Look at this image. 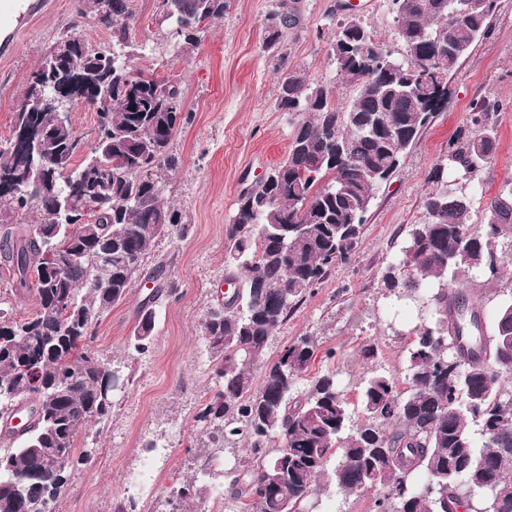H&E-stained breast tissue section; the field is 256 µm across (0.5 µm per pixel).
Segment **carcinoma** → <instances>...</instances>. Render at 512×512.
Returning <instances> with one entry per match:
<instances>
[{
  "mask_svg": "<svg viewBox=\"0 0 512 512\" xmlns=\"http://www.w3.org/2000/svg\"><path fill=\"white\" fill-rule=\"evenodd\" d=\"M131 0H105L106 14L76 19L55 44L70 45L55 80L79 74L94 89L99 123L92 154L73 124L52 128L39 155L60 158L48 169L55 192L27 177L37 160L0 150V178L19 180L12 196L0 193V269L14 293L31 295L36 310L16 321L0 309V416L20 402H45L47 415L33 431L0 433V512H46L67 489L68 477L92 461L77 446L112 416L103 402L107 383L122 384L112 367L92 353L101 317L124 300L152 241L185 232L177 211L163 201L167 181L180 166L171 142L183 121L176 80L135 65ZM497 0H391L407 60L397 59L370 31L380 60L368 62L349 47L348 31L363 23L350 16L331 29L329 54L337 75L354 88L345 110L328 90L288 66L282 71L277 107L293 116L288 154L255 188L240 195L228 229L242 283L239 303L206 319L203 332L222 383L204 419L209 439L237 436L250 455L233 484L236 497L255 512H299L325 475L347 491H384L377 512H512V358L498 347L512 336V301L494 315L491 340L481 336L480 309L459 291L448 296V278L480 270L500 274L496 240L512 232V197L490 203L486 223L472 222L471 194L492 158L490 113L471 106L476 133L449 144L429 172L436 188L424 200L429 222L417 224L399 263L383 276L386 288L429 293L430 318L415 331L408 388L384 376L369 380L362 405L369 422L343 434L346 397L333 374L309 381L316 344L300 336L277 361L264 362L268 340L330 267L355 254L375 190L394 175L416 141L449 72L473 42L486 36ZM225 0H170L156 24L186 45L198 44L200 27L224 16ZM89 20L111 32L112 47L97 48L79 30ZM299 20L297 0H279L268 16L264 47L278 51ZM24 222H15L16 210ZM75 259L57 270L49 253ZM155 327L149 302L138 310L133 348H148ZM262 370L254 387L255 369ZM478 426L476 433L469 423ZM277 448L269 451L267 444ZM49 448L59 450L57 471L44 466ZM279 478L268 479L270 466Z\"/></svg>",
  "mask_w": 512,
  "mask_h": 512,
  "instance_id": "obj_1",
  "label": "carcinoma"
}]
</instances>
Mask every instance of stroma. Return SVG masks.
Here are the masks:
<instances>
[{"mask_svg":"<svg viewBox=\"0 0 512 512\" xmlns=\"http://www.w3.org/2000/svg\"><path fill=\"white\" fill-rule=\"evenodd\" d=\"M49 9L24 18L13 55L0 57V144L9 140L26 77L73 17L72 0H50ZM158 0H132L142 47L139 67L177 80L191 119L172 142L180 168L164 195L187 224L185 236L156 238L127 298L101 319L93 351L128 381L115 392L112 415L98 434L79 439L93 449L92 463L72 473L57 512H117L135 500L138 512H171L176 490L195 482L199 493L186 512H242L230 487L245 451L206 446L203 415L219 390L216 364L203 335L210 310L224 300L234 273L227 229L243 190L257 186L288 151L291 125L276 107L279 55L308 79L327 88L338 107L352 89L342 83L326 38L348 14L364 24L396 56L404 46L396 34L390 0H302V22L289 30L278 52L263 39L274 0H227L199 45L175 52L169 31L155 22ZM493 32L477 38L448 76L443 108L434 112L407 151L401 169L374 194L352 261L334 265L270 337L266 362L300 336L314 337L317 350L299 389L309 378L332 374L346 394L353 424L366 422L360 391L382 375L405 384L414 328L429 314L421 295L393 293L382 276L397 263L413 225L429 216L424 201L434 189L429 171L448 143L470 130V106L479 99L500 103L492 116L495 151L472 193V221L484 223L495 198L512 194V0H497ZM501 277L488 282L469 273L461 292L482 307L483 334L491 336L498 305L512 299V234L497 239ZM153 300L156 326L144 354L132 349L138 307ZM374 346L375 357L364 355ZM375 492L345 491L318 480L306 512H375Z\"/></svg>","mask_w":512,"mask_h":512,"instance_id":"obj_1","label":"stroma"}]
</instances>
